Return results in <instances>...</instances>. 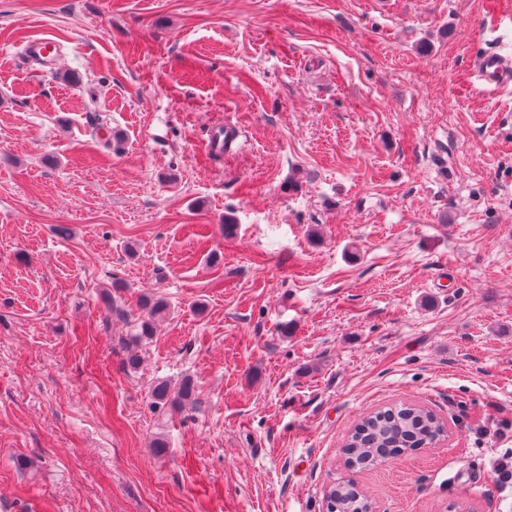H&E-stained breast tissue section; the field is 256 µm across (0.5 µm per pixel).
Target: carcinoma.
<instances>
[{
    "instance_id": "cac0c4a2",
    "label": "carcinoma",
    "mask_w": 512,
    "mask_h": 512,
    "mask_svg": "<svg viewBox=\"0 0 512 512\" xmlns=\"http://www.w3.org/2000/svg\"><path fill=\"white\" fill-rule=\"evenodd\" d=\"M139 332L135 342H143L156 333V320L167 310L162 299L145 298L140 304ZM153 405L193 408L195 384L187 377L178 386L159 382L152 389ZM445 434L444 422L431 410L418 404H395L379 410L355 425L343 451L345 467L352 476L330 487L326 506L335 512H375L373 501L358 487L353 475L373 468L386 459L408 450L434 444Z\"/></svg>"
}]
</instances>
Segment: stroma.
I'll list each match as a JSON object with an SVG mask.
<instances>
[{"label": "stroma", "mask_w": 512, "mask_h": 512, "mask_svg": "<svg viewBox=\"0 0 512 512\" xmlns=\"http://www.w3.org/2000/svg\"><path fill=\"white\" fill-rule=\"evenodd\" d=\"M511 39L512 0H0V512H325L398 401L448 436L355 476L378 512H512V87L472 74ZM24 53L31 62H36L50 72L62 56L60 44L48 35L29 40L24 46ZM241 129L235 125L218 126L212 129L206 150L210 155H223L231 152L232 147L238 144ZM139 307V332L133 336L134 342H143L156 333V320L167 310V303L162 299L145 298L141 300ZM195 384L187 377L183 379L177 387L171 388L167 382H158L152 389L153 405L155 409H164L165 407H179L193 409L195 404Z\"/></svg>", "instance_id": "obj_1"}]
</instances>
